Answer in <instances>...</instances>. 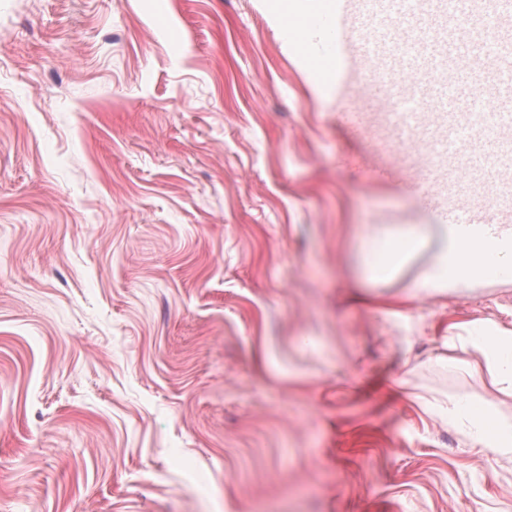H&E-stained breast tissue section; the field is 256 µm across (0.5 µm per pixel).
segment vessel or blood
Listing matches in <instances>:
<instances>
[{
    "instance_id": "vessel-or-blood-1",
    "label": "vessel or blood",
    "mask_w": 512,
    "mask_h": 512,
    "mask_svg": "<svg viewBox=\"0 0 512 512\" xmlns=\"http://www.w3.org/2000/svg\"><path fill=\"white\" fill-rule=\"evenodd\" d=\"M291 27L326 96L349 98L370 72L384 79L358 97L348 121L383 106L408 141L463 158L452 200L422 175L406 174L394 153L381 178L402 182L440 223L512 237V0H310ZM484 194L497 205H483Z\"/></svg>"
}]
</instances>
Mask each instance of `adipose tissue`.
<instances>
[{
	"label": "adipose tissue",
	"mask_w": 512,
	"mask_h": 512,
	"mask_svg": "<svg viewBox=\"0 0 512 512\" xmlns=\"http://www.w3.org/2000/svg\"><path fill=\"white\" fill-rule=\"evenodd\" d=\"M429 259L410 287L415 297L451 290L470 293L481 284L512 279V241H474L444 224H374L362 242V263L369 279L399 271L421 252ZM448 348L476 354L472 375L488 378L489 397L478 400L424 398V410L448 421L472 447L512 459V417L503 404L512 399V328L487 321L448 339Z\"/></svg>",
	"instance_id": "1"
}]
</instances>
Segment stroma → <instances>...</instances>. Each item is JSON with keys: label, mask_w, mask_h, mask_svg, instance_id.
Returning <instances> with one entry per match:
<instances>
[{"label": "stroma", "mask_w": 512, "mask_h": 512, "mask_svg": "<svg viewBox=\"0 0 512 512\" xmlns=\"http://www.w3.org/2000/svg\"><path fill=\"white\" fill-rule=\"evenodd\" d=\"M269 0H0V512H512L458 330L512 281L420 298L375 177Z\"/></svg>", "instance_id": "35a3bbf8"}]
</instances>
